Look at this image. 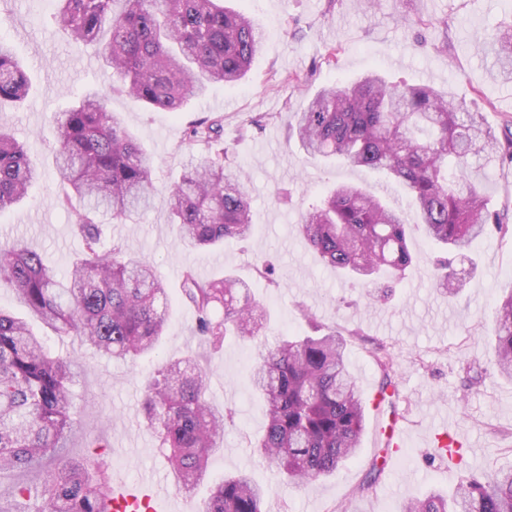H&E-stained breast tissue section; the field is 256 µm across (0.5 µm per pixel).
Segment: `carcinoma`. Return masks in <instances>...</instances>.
<instances>
[{"mask_svg":"<svg viewBox=\"0 0 512 512\" xmlns=\"http://www.w3.org/2000/svg\"><path fill=\"white\" fill-rule=\"evenodd\" d=\"M56 16L77 44L101 45L112 90L152 109L181 112L217 82L237 84L259 50L261 32L224 0H54ZM504 81L512 82V23L486 42ZM29 77L11 48L0 43V104L20 103ZM293 133L312 156L336 157L383 172L404 192L408 209L388 206L359 185L336 186L301 215L305 243L326 265L357 279L396 275L412 263L410 219L426 235L465 254L503 225L489 211L471 170L512 158L479 112L429 85L392 84L371 71L359 80L320 90L294 114ZM55 162L69 191L83 253L59 276L20 240L0 244V288L28 315L60 336H74L112 359L136 360L158 349L167 321L168 288L153 265L107 241L99 213L124 223L151 205L153 160L105 97L87 94L55 117ZM183 144L206 155L187 164L170 189L168 223L194 251L246 240L253 228L244 169L224 143L223 118L191 125ZM40 172L24 146L0 128V213L20 202ZM438 287L464 282L450 266L436 268ZM249 285L223 277L183 273L182 297L196 330L213 350L237 336L263 335V308L249 301ZM497 371L512 378V291L502 297L494 327ZM79 365L50 353L28 321L0 310V475L20 469L12 501L0 512H108L112 497L102 455L79 460L64 449L77 432L74 386ZM252 389L265 405L266 428L252 443L271 469L302 486L333 474L360 448L365 404L347 367L346 339L309 321V332L286 336L250 369ZM206 374L191 357L171 360L147 380L142 401L148 428L175 478L191 495L204 481L209 459L224 436L226 414L208 404ZM267 488L245 472L216 483L201 512H263ZM403 512H512V469L485 479L469 477L451 494L409 499Z\"/></svg>","mask_w":512,"mask_h":512,"instance_id":"cac0c4a2","label":"carcinoma"}]
</instances>
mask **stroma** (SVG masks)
<instances>
[{
  "label": "stroma",
  "instance_id": "1",
  "mask_svg": "<svg viewBox=\"0 0 512 512\" xmlns=\"http://www.w3.org/2000/svg\"><path fill=\"white\" fill-rule=\"evenodd\" d=\"M232 5L265 32L250 71L240 84L213 85L173 114L113 91L98 46L74 45L50 0H0V41L13 47L32 83L24 103L0 105V126L11 129L42 171L29 198L0 213V241L23 237L63 271L81 250L72 214L58 200L62 183L51 119L87 87L103 92L108 110L156 163L153 207L136 220L111 225L110 236L151 262L169 288V318L157 353L118 362L94 355L73 337L34 326L52 353L82 366L76 388L80 432L66 456L82 458L91 444L102 442L112 478L171 487L141 399L145 380L163 361L191 352L208 374V401L232 410L233 419L206 483L193 496H178L183 512H199L211 484L240 470L257 484L274 485L268 512H401L409 497L429 489L450 493L464 478L512 468V381L497 375L492 355L497 301L512 290V227L489 232L466 255L452 256L464 280L455 296L436 288L434 261L441 251L417 226L410 229L412 263L401 279L386 277L370 286L350 280L307 249L298 227L302 212L339 183L361 184L393 207L403 204V192L378 172L305 154L289 130L308 95L378 70L391 81L464 99L503 137L512 119V82L491 75L493 59L481 44L512 17V0H376L370 8L358 0ZM204 116L223 117L224 140L247 171L254 230L245 241L189 252L168 222V191L189 159L181 148L184 131ZM473 177L489 209L512 218V164H495ZM188 267L204 280L230 273L249 282L253 298L269 313L265 336L252 343L230 336L222 350L210 351L196 332L193 310L180 299ZM312 320L348 331L349 371L364 398L387 379L395 394L389 406L367 408L355 458L298 487L277 482L251 447L265 417L248 373L279 337L304 334ZM376 345L391 358L390 369L372 357ZM393 412L407 433L397 455L383 431ZM448 429L474 449L456 465L432 452L437 434Z\"/></svg>",
  "mask_w": 512,
  "mask_h": 512
}]
</instances>
